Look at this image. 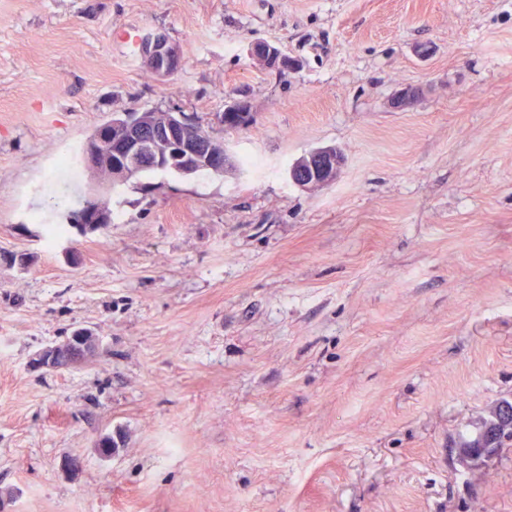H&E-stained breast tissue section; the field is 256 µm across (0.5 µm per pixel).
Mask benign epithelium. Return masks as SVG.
Here are the masks:
<instances>
[{
	"instance_id": "benign-epithelium-1",
	"label": "benign epithelium",
	"mask_w": 512,
	"mask_h": 512,
	"mask_svg": "<svg viewBox=\"0 0 512 512\" xmlns=\"http://www.w3.org/2000/svg\"><path fill=\"white\" fill-rule=\"evenodd\" d=\"M248 54L263 56L274 67L290 63L277 46L266 42L253 43L248 47ZM143 56L145 66L162 79L174 75L181 66L178 49L162 35L146 39ZM250 120L251 113L244 111L243 102L230 98L221 114L224 126L243 128ZM189 123L190 119L181 112L164 111L156 115L127 112L112 125L104 124L94 132L96 140L112 137L110 151L101 154L88 141L82 150V160L91 168L107 169L115 184L128 181L142 162L158 169L224 173L230 157L227 147L203 131L189 135L186 130ZM111 126L118 130L114 136L109 131ZM344 164L345 158L338 149L319 147L289 167L288 180L304 189L329 185L338 179ZM101 350L99 337L88 329H80L63 342L39 351L33 363L45 369L69 368L94 358ZM475 437V442L456 448L458 460L463 464H480L496 452L494 445L498 439L481 421L476 422Z\"/></svg>"
}]
</instances>
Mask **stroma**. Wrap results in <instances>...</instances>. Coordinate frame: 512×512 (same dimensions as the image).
Segmentation results:
<instances>
[{"mask_svg": "<svg viewBox=\"0 0 512 512\" xmlns=\"http://www.w3.org/2000/svg\"><path fill=\"white\" fill-rule=\"evenodd\" d=\"M150 109L232 166L61 167ZM324 146L336 182H289ZM87 200L112 224L48 239ZM84 328L95 359L32 367ZM503 399L512 0H0V512H512V445L456 456ZM143 56L145 66L162 79L174 75L181 66L178 49L162 35L146 39ZM248 54L260 58L265 57L273 67L288 66L291 62L286 55L275 45L266 42H255L248 47ZM246 108L239 98L231 97L221 114V121L227 128H243L251 120V113L243 111Z\"/></svg>", "mask_w": 512, "mask_h": 512, "instance_id": "obj_1", "label": "stroma"}]
</instances>
